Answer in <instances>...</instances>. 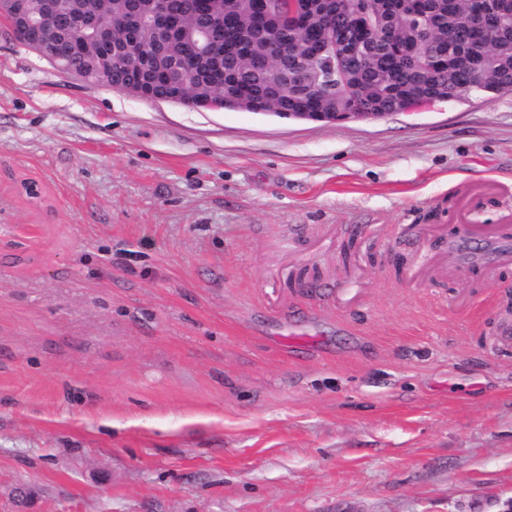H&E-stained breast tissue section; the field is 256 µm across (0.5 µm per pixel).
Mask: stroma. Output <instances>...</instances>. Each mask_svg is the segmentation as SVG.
<instances>
[{"instance_id": "1", "label": "stroma", "mask_w": 512, "mask_h": 512, "mask_svg": "<svg viewBox=\"0 0 512 512\" xmlns=\"http://www.w3.org/2000/svg\"><path fill=\"white\" fill-rule=\"evenodd\" d=\"M501 224L510 92L211 111L0 25V512H512Z\"/></svg>"}]
</instances>
